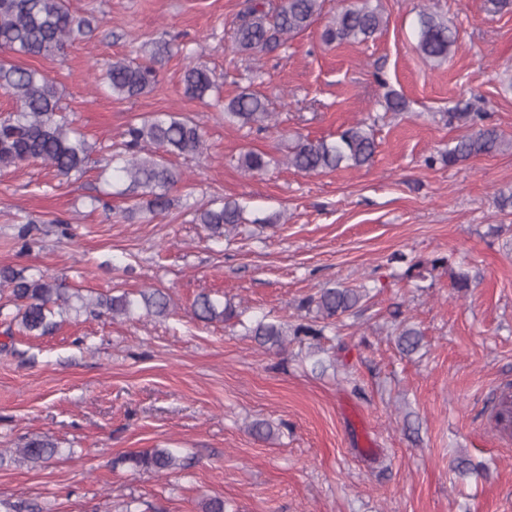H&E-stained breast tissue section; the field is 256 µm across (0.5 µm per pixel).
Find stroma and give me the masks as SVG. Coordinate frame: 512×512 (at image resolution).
I'll return each mask as SVG.
<instances>
[{"mask_svg": "<svg viewBox=\"0 0 512 512\" xmlns=\"http://www.w3.org/2000/svg\"><path fill=\"white\" fill-rule=\"evenodd\" d=\"M254 0H69L90 37L52 58L0 60L45 71L63 112L101 154L120 147L136 117L180 112L204 133L202 154L174 158L185 176L171 208L127 219L97 163L65 179L41 163L0 167V266L40 268L92 296L163 288L168 317L67 313L45 336L0 322V512H512V445L492 430L498 387L512 384V148L454 166L442 156L469 131L452 112H483L512 138V10L491 0H372L387 25L360 44L326 43L325 27L353 0H325L321 16L284 45L235 49ZM449 22L460 46L436 65L416 50V12ZM167 37L153 89L126 101L95 93L94 68L145 60ZM214 70L223 97H266L272 128L226 124L221 107L185 96L186 55ZM403 96L386 109L387 92ZM375 117L367 168L307 174L288 167L297 137L335 139ZM269 167L245 172V152ZM433 165H426L427 157ZM231 198L246 221L214 239L197 210ZM279 215V223L264 219ZM75 229L62 236L58 220ZM32 222L31 246L18 229ZM465 259L471 283L447 266L426 279L408 267ZM368 288L356 313L321 340L266 350L236 321L193 318L197 295L230 300L246 317L310 322L299 301L326 283ZM405 321L423 341L396 345ZM272 434L252 435L253 422ZM51 436L63 456L16 462L25 438ZM174 448L190 466L158 475L124 455ZM467 462L484 476L459 479Z\"/></svg>", "mask_w": 512, "mask_h": 512, "instance_id": "obj_1", "label": "stroma"}]
</instances>
